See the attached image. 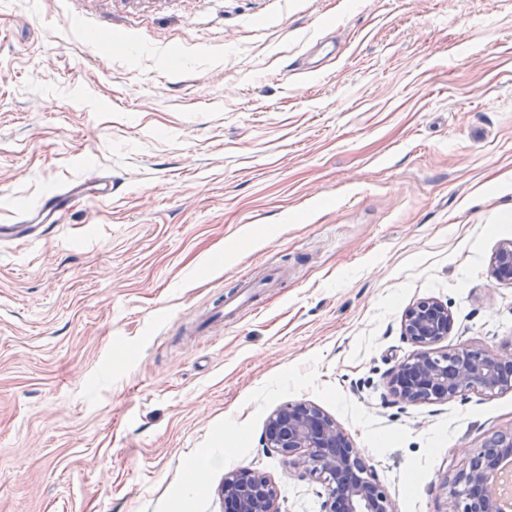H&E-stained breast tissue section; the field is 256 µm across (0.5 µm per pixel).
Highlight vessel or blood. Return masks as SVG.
I'll return each mask as SVG.
<instances>
[{
    "label": "vessel or blood",
    "mask_w": 512,
    "mask_h": 512,
    "mask_svg": "<svg viewBox=\"0 0 512 512\" xmlns=\"http://www.w3.org/2000/svg\"><path fill=\"white\" fill-rule=\"evenodd\" d=\"M88 194L98 200H108L112 194V183L103 177H91L74 182L67 187L45 197L40 204L27 211L20 223L1 225L0 237L9 235L24 237L31 225L44 221L60 223L63 215L68 211L72 201L81 195Z\"/></svg>",
    "instance_id": "obj_1"
}]
</instances>
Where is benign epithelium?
<instances>
[{
    "label": "benign epithelium",
    "mask_w": 512,
    "mask_h": 512,
    "mask_svg": "<svg viewBox=\"0 0 512 512\" xmlns=\"http://www.w3.org/2000/svg\"><path fill=\"white\" fill-rule=\"evenodd\" d=\"M491 276L512 283V242L498 248ZM448 304L435 298L408 306L401 335L413 353L385 375L389 394L399 403H438L471 392L512 390V359L487 349L441 351L454 330ZM265 446L284 458L291 472L314 476L324 485L322 512H396L393 499L372 477L344 430L318 406L287 403L269 418ZM512 461V431L492 436L448 486L446 512H501L490 487L501 478V464ZM224 512H281L274 483L250 468L224 475Z\"/></svg>",
    "instance_id": "1"
}]
</instances>
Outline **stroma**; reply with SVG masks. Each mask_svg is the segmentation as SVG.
Segmentation results:
<instances>
[{
	"label": "stroma",
	"mask_w": 512,
	"mask_h": 512,
	"mask_svg": "<svg viewBox=\"0 0 512 512\" xmlns=\"http://www.w3.org/2000/svg\"><path fill=\"white\" fill-rule=\"evenodd\" d=\"M94 172L111 199L0 241V512H224L240 468L321 512L262 442L299 401L398 512H445L512 429L509 390L385 388L423 298L443 349L512 355V0H0V225ZM491 276L498 282L512 283V242L496 251L491 263ZM224 448H203L191 457L184 468L185 484L190 490L196 489L202 482L203 474L212 465L218 463L223 456Z\"/></svg>",
	"instance_id": "stroma-1"
}]
</instances>
